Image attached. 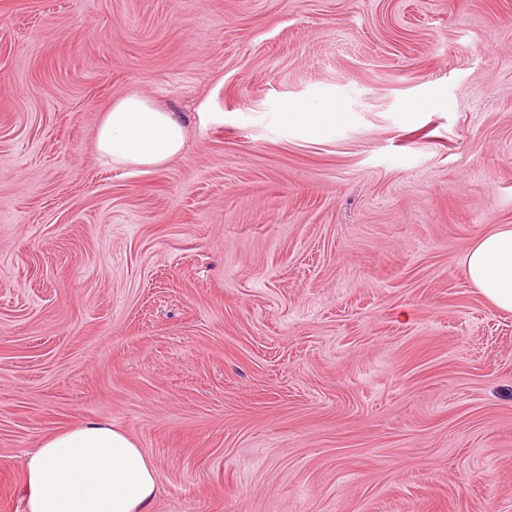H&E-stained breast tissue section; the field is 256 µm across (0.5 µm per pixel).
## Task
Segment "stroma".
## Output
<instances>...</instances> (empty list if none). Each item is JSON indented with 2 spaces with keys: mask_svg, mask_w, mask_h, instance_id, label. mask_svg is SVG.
<instances>
[{
  "mask_svg": "<svg viewBox=\"0 0 512 512\" xmlns=\"http://www.w3.org/2000/svg\"><path fill=\"white\" fill-rule=\"evenodd\" d=\"M132 94L183 118L165 166L95 149ZM497 224L512 0H0V512L91 419L150 512H512ZM303 109L302 105L287 107L285 113L288 121H299L315 130H324L336 124V111L333 107H324L320 112H301ZM466 275L497 310L512 312V225L497 224L465 258Z\"/></svg>",
  "mask_w": 512,
  "mask_h": 512,
  "instance_id": "stroma-1",
  "label": "stroma"
}]
</instances>
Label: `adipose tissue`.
I'll return each instance as SVG.
<instances>
[{
  "label": "adipose tissue",
  "mask_w": 512,
  "mask_h": 512,
  "mask_svg": "<svg viewBox=\"0 0 512 512\" xmlns=\"http://www.w3.org/2000/svg\"><path fill=\"white\" fill-rule=\"evenodd\" d=\"M184 144L178 115L129 96L95 131L99 155L115 166L157 167ZM466 275L497 310L512 312V225L482 236L465 258ZM159 495L152 460L127 433L103 421L57 431L25 462L26 512H150Z\"/></svg>",
  "instance_id": "obj_1"
}]
</instances>
